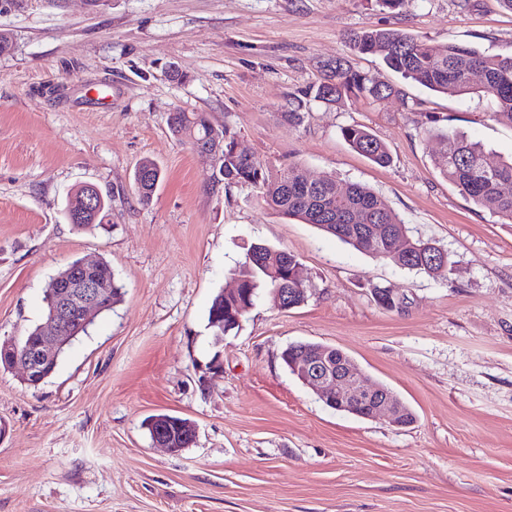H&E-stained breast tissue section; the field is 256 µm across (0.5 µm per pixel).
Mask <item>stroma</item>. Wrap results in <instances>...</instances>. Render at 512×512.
<instances>
[{
  "label": "stroma",
  "mask_w": 512,
  "mask_h": 512,
  "mask_svg": "<svg viewBox=\"0 0 512 512\" xmlns=\"http://www.w3.org/2000/svg\"><path fill=\"white\" fill-rule=\"evenodd\" d=\"M399 29L512 54L499 0H12L0 31V342L44 317L43 297L77 258L105 259L123 287L38 387L0 369V512H512V224L460 194L433 165L436 126L512 157V124L477 95L401 82L347 36ZM340 59L402 95L312 101L283 112ZM206 113L275 171L299 164L338 187L379 193L411 237L452 270L432 277L358 252L315 225L224 186L171 133L170 112ZM388 145L373 165L341 136ZM162 177L149 203L139 163ZM90 183L110 223L69 224L65 199ZM263 243L287 250L311 294L281 310L259 297L215 340L213 297ZM406 297L387 311L372 289ZM295 342L338 348L391 389L414 421L349 415L285 368ZM169 414L196 439L172 454L145 427ZM342 137L349 146L372 163L386 166L391 161L387 144L364 127L351 125L342 128ZM160 176L161 171L153 160L146 159L139 164L134 175V188L142 203H148L151 200Z\"/></svg>",
  "instance_id": "stroma-1"
}]
</instances>
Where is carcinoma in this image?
<instances>
[{"label": "carcinoma", "instance_id": "obj_1", "mask_svg": "<svg viewBox=\"0 0 512 512\" xmlns=\"http://www.w3.org/2000/svg\"><path fill=\"white\" fill-rule=\"evenodd\" d=\"M350 42L356 52L382 56L389 70L430 91L451 96L483 93L494 106L492 116L512 124V56L453 44H433L393 29H363L353 33ZM400 93V88L378 82L337 60L327 64L323 79L295 98L296 106L283 113V117L290 124H301L305 117L304 99L310 96L333 104L344 98L375 102ZM168 124L178 140L191 146L209 133L220 135L224 139V161L218 173L224 185L258 189L266 208L313 224L352 248L403 269L434 277L448 273V254L429 241L413 240L415 249L407 254L393 249L394 241L408 234V227L369 187L351 183L339 197L336 180L331 175L310 183L296 164L275 173L255 157L249 159L234 153L237 133L233 128L227 124L216 126L200 112H172ZM429 132L441 144L434 157L440 173L475 205L489 210L501 223L512 224V195L501 190L503 184L512 183V160L499 163L494 173L489 174L478 143L443 129L431 128ZM341 134L353 150L372 163L379 166L390 163L387 144L369 130L351 125L342 128ZM160 176L154 161L145 159L139 164L134 188L141 202L151 200ZM370 224L383 227L380 239H372ZM296 265L295 256L285 250L263 243L251 246L235 269V290L227 294L220 292L212 299L208 322L224 324L222 328L213 327L214 334L224 336L239 328L261 290L272 300L280 295L296 307L304 303L309 285L296 277ZM320 348L322 345L318 343H293L282 352L281 359L288 367Z\"/></svg>", "mask_w": 512, "mask_h": 512}]
</instances>
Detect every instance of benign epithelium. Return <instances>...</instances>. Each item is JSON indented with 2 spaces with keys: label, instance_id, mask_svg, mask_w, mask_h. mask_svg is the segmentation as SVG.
Segmentation results:
<instances>
[{
  "label": "benign epithelium",
  "instance_id": "obj_1",
  "mask_svg": "<svg viewBox=\"0 0 512 512\" xmlns=\"http://www.w3.org/2000/svg\"><path fill=\"white\" fill-rule=\"evenodd\" d=\"M98 263L84 260L65 275L54 280L51 295L54 304L48 320L40 326L37 340L20 352L11 341L0 345V357L22 369L25 381L45 378L55 367L59 349L70 340L72 325H85L92 314L102 308L112 294V282L94 274ZM303 384L323 397L334 408L341 410L354 403H366V417L385 415L389 423L403 425L402 409L392 391L379 383L368 384L352 363L336 362L332 349L312 353L294 365ZM153 442L175 453L178 439L191 444L195 428L187 421L172 423L166 417L151 420Z\"/></svg>",
  "mask_w": 512,
  "mask_h": 512
}]
</instances>
